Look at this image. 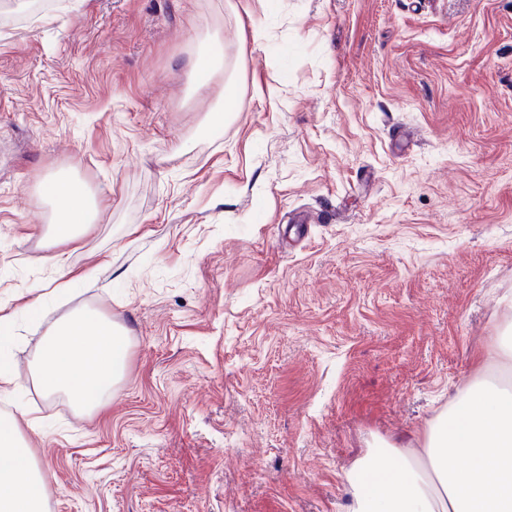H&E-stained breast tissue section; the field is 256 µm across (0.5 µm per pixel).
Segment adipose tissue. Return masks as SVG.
I'll return each mask as SVG.
<instances>
[{
	"label": "adipose tissue",
	"mask_w": 512,
	"mask_h": 512,
	"mask_svg": "<svg viewBox=\"0 0 512 512\" xmlns=\"http://www.w3.org/2000/svg\"><path fill=\"white\" fill-rule=\"evenodd\" d=\"M62 210L54 224L58 244L79 239L100 215L79 179L46 182ZM126 333L111 317L82 311L49 333L33 375L49 397L67 395L79 410L111 398L125 367ZM28 411L0 419V512H48L47 475L21 432ZM424 461L364 462L356 512H512V385L474 378L423 434Z\"/></svg>",
	"instance_id": "obj_1"
}]
</instances>
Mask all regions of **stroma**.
Here are the masks:
<instances>
[{"label":"stroma","instance_id":"obj_1","mask_svg":"<svg viewBox=\"0 0 512 512\" xmlns=\"http://www.w3.org/2000/svg\"><path fill=\"white\" fill-rule=\"evenodd\" d=\"M30 2L0 0V416L40 418L49 512H353L512 329V0ZM62 172L103 201L65 292ZM85 307L128 350L80 415L30 366Z\"/></svg>","mask_w":512,"mask_h":512}]
</instances>
